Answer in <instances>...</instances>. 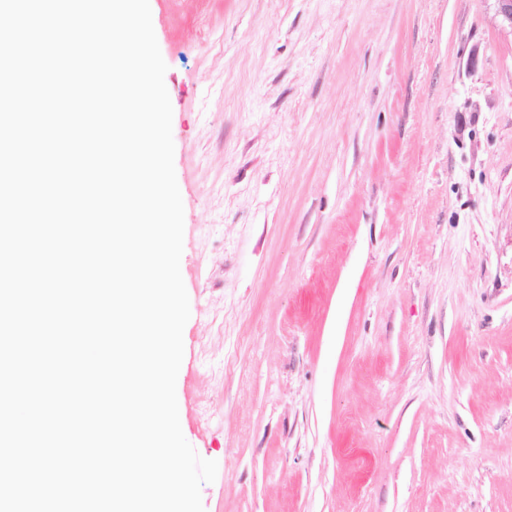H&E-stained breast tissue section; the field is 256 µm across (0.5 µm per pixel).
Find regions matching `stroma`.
I'll return each instance as SVG.
<instances>
[{
  "label": "stroma",
  "mask_w": 512,
  "mask_h": 512,
  "mask_svg": "<svg viewBox=\"0 0 512 512\" xmlns=\"http://www.w3.org/2000/svg\"><path fill=\"white\" fill-rule=\"evenodd\" d=\"M205 512H512L493 0H149Z\"/></svg>",
  "instance_id": "obj_1"
}]
</instances>
